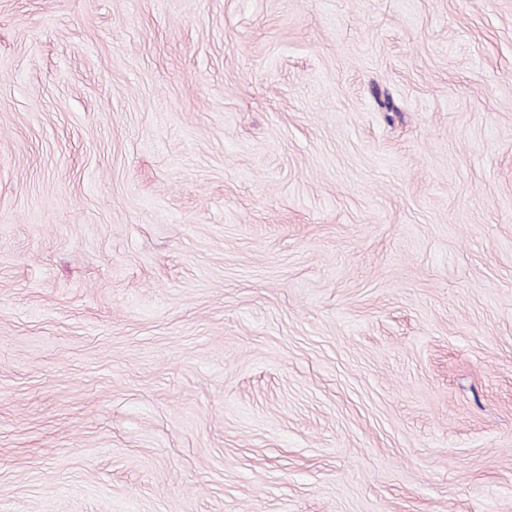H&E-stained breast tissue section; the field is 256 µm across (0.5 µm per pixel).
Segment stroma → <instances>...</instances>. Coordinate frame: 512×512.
<instances>
[{"label": "stroma", "mask_w": 512, "mask_h": 512, "mask_svg": "<svg viewBox=\"0 0 512 512\" xmlns=\"http://www.w3.org/2000/svg\"><path fill=\"white\" fill-rule=\"evenodd\" d=\"M0 512H512V0H0Z\"/></svg>", "instance_id": "1"}]
</instances>
